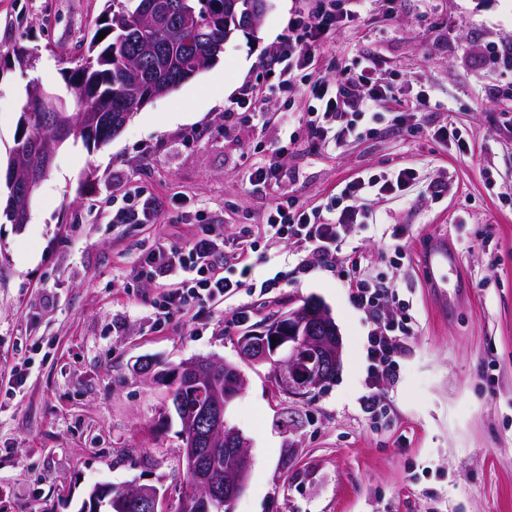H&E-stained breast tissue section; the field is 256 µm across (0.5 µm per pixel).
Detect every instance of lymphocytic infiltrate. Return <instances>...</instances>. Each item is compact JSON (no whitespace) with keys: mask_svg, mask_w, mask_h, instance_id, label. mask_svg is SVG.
I'll list each match as a JSON object with an SVG mask.
<instances>
[{"mask_svg":"<svg viewBox=\"0 0 512 512\" xmlns=\"http://www.w3.org/2000/svg\"><path fill=\"white\" fill-rule=\"evenodd\" d=\"M366 3L367 0H299L288 33L267 70L264 89H245L238 107L250 108L259 94L292 89L298 77L313 67L317 49L339 25L361 17ZM382 65L380 58L364 53L354 68L319 76L312 83L307 128L314 139L335 142L347 133L359 136L367 132L386 99V89L378 82ZM417 178L411 167L360 175L347 182L330 202L311 207L278 197L265 224L256 229L242 227L229 253L224 250V238L213 234L205 224L197 225L183 244L149 250L142 268L146 276L159 284L152 302L154 328L163 329L175 317L219 306L226 296L245 287L251 273L247 259L258 238L302 252L300 270L335 267L353 228L372 223L368 202L406 197ZM230 259L241 266L239 279L224 274V264ZM360 271V264H352L342 278L354 301L373 323L367 337V392L361 398L363 410L372 415L382 408L379 382L395 370V355L405 326L401 320L379 315L384 303L398 302V295L381 282L363 279Z\"/></svg>","mask_w":512,"mask_h":512,"instance_id":"lymphocytic-infiltrate-1","label":"lymphocytic infiltrate"}]
</instances>
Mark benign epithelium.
Instances as JSON below:
<instances>
[{
    "label": "benign epithelium",
    "mask_w": 512,
    "mask_h": 512,
    "mask_svg": "<svg viewBox=\"0 0 512 512\" xmlns=\"http://www.w3.org/2000/svg\"><path fill=\"white\" fill-rule=\"evenodd\" d=\"M20 193L27 192L33 179L21 161L11 168ZM240 356L256 365L274 368L276 385L289 396L305 400L322 388L340 367L342 340L329 310L320 302L309 300L265 323L260 330L239 337ZM224 369V387L212 380L213 373ZM156 378L170 384L168 399L180 409L178 389L183 381L199 384L203 403L197 406L195 420L186 422L183 456L193 493L180 495L178 512H210L214 506L233 505L245 489L253 460L247 439L227 426L225 412L246 385L239 368L216 358L187 361L171 372ZM224 445L233 466L220 478L214 471L212 447ZM166 492L154 484L137 483L125 488L124 494L112 496V486L97 484L88 492L79 512H167Z\"/></svg>",
    "instance_id": "obj_1"
}]
</instances>
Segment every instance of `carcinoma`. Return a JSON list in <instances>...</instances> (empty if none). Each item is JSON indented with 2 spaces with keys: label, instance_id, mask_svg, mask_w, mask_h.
<instances>
[{
  "label": "carcinoma",
  "instance_id": "obj_1",
  "mask_svg": "<svg viewBox=\"0 0 512 512\" xmlns=\"http://www.w3.org/2000/svg\"><path fill=\"white\" fill-rule=\"evenodd\" d=\"M147 0H106L95 18L87 48L75 66L62 69L67 95L62 96L33 80L25 88L21 131L11 154H18L33 165L36 181L47 175V158L32 157L33 140L39 138V122L44 113L38 109V92L50 94L57 104L51 113L53 150L69 138L86 145H103L114 136L112 119L125 103L162 88L168 94L190 79L198 65L210 67L224 46V36L254 34L237 27L246 10L247 0H239L237 16L224 10V0H172L166 36L141 21V7ZM107 31L101 41L100 31ZM13 61L22 69H33L40 59L39 48L12 50ZM30 202L16 203L8 195L0 209L5 224L28 222ZM183 417L188 419L198 403V386L184 385Z\"/></svg>",
  "mask_w": 512,
  "mask_h": 512
}]
</instances>
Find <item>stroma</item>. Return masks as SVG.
<instances>
[{"label": "stroma", "instance_id": "obj_1", "mask_svg": "<svg viewBox=\"0 0 512 512\" xmlns=\"http://www.w3.org/2000/svg\"><path fill=\"white\" fill-rule=\"evenodd\" d=\"M105 0H0V167L15 145L31 79L65 84ZM253 37L229 40L212 67L135 112L104 146L67 141L37 186L23 228L0 224V512H78L91 486L185 483L181 425L164 415L165 386L135 370H168L199 356L238 365L247 379L227 424L249 441L253 466L233 512H512V72L496 48L512 45V0H370L363 25L346 24L316 55V72L383 60L393 94L429 91L418 134L387 102L372 133L321 146L306 128L310 85L265 99L261 114L226 115L265 82L297 0H268ZM36 46V69L11 50ZM185 117L172 118L174 107ZM453 125L463 142L436 135ZM283 167L285 191L326 203L352 178L417 170L407 198L371 202L373 224L350 248L366 278L408 301V337L385 408L363 412L365 313L336 273H299L278 244L250 253L268 293L239 289L196 319L152 327L155 283L140 278L156 244L180 243L197 219L225 239L265 222L275 201L253 189L250 167ZM145 187L152 224L113 225L112 199ZM444 234L458 281L440 305L419 249ZM309 299L342 337L341 367L301 401L269 366L242 360L236 339ZM246 312L247 322L236 320Z\"/></svg>", "mask_w": 512, "mask_h": 512}]
</instances>
